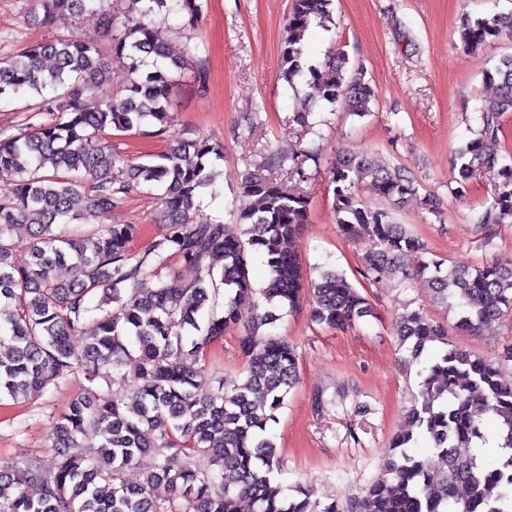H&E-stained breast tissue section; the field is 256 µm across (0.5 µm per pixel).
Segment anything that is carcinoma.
<instances>
[{
  "instance_id": "obj_1",
  "label": "carcinoma",
  "mask_w": 512,
  "mask_h": 512,
  "mask_svg": "<svg viewBox=\"0 0 512 512\" xmlns=\"http://www.w3.org/2000/svg\"><path fill=\"white\" fill-rule=\"evenodd\" d=\"M173 1L186 13L187 25L198 20V0H128L124 20L103 0H40L41 23L53 26L69 15L93 19L98 37L109 41L112 61L125 67L124 93L107 87L106 66L98 43L56 37L0 60V97L34 92L44 99L48 119L17 134L0 137V177L15 179L13 194L0 198V333L10 345L0 351V396L14 401L41 395L58 380L82 374L106 389L73 400L55 423L51 437L54 466L35 463L0 465V512H338L324 508L295 487L284 493L274 473L281 471L276 442L267 432L277 420L288 393L299 382L296 349L281 336L264 331L280 319L276 311H294L308 293L314 320L328 328L349 325L374 314L342 271L323 270L318 279L304 277L301 259L289 244L307 222L310 200L288 190L278 173L304 177L314 152L290 156L268 153L263 165L243 174L247 202L238 210V236L224 224L193 222L190 213L200 193L214 184L216 162L224 147L206 141H181L148 163L130 164L101 144L114 129L129 132L156 125L155 135L171 123L174 75L195 69L200 88L207 72L198 45H186L182 57L168 55L165 41L143 18L168 9ZM330 0H294L284 30L280 73L289 85L310 75L320 98L351 114L369 113L373 97L363 68H347L342 52L327 57L320 72L305 63L304 38L312 20L330 19ZM512 34V11L463 19L461 38L476 47ZM53 66L46 65L47 59ZM496 85L494 98L477 109V136L459 152L456 193L489 172L497 182L486 212L493 224H512V164L503 162L499 143L501 118L512 112V55L487 73ZM95 88L99 101L86 107L82 91ZM193 150L196 161L184 153ZM370 185L386 202L368 206L357 193ZM162 190L168 231L143 251H132L135 228L102 224L67 230L81 223L74 202L85 196L89 209L107 215L118 207L130 185ZM327 190L342 234L368 237L363 277L376 279L390 270L405 281L427 276L437 302L457 311L456 328L477 333L487 322L512 316V260L471 267H444L428 257L424 242L396 222L394 211L418 196L417 180L400 166L379 165L360 152L343 150L328 170ZM24 245L29 260L12 262ZM264 256L268 281L254 286L251 254ZM178 258L199 277L184 288L163 280L167 262ZM221 261L220 269L215 262ZM68 266L73 278L54 276ZM224 288V313L199 320L213 308ZM115 303L124 321L105 306ZM246 322L238 339L245 358V378L229 391L199 389L201 363L230 323ZM395 335L419 359L431 345L443 349L419 371V398L409 412L411 430L392 441L380 477L353 509L357 512H512V379L499 364L474 357L448 343L442 323L414 311L397 317ZM74 336L84 338L76 349ZM136 380L131 398L114 393L122 368ZM498 421L499 453L488 461L479 454L487 442L485 416ZM432 454L446 459V470H433L430 457L410 453L418 437ZM152 469L135 485L123 471L142 457ZM207 459L205 469L189 458ZM165 483L171 497L159 503L155 485ZM40 488L37 498L26 491Z\"/></svg>"
}]
</instances>
